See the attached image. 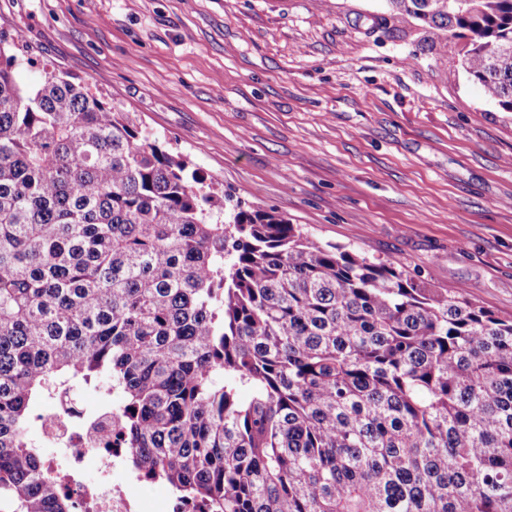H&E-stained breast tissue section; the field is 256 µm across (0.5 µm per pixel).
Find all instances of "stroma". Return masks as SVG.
<instances>
[{
	"label": "stroma",
	"mask_w": 512,
	"mask_h": 512,
	"mask_svg": "<svg viewBox=\"0 0 512 512\" xmlns=\"http://www.w3.org/2000/svg\"><path fill=\"white\" fill-rule=\"evenodd\" d=\"M32 85H96L245 205L512 315V112L388 0H0Z\"/></svg>",
	"instance_id": "1"
}]
</instances>
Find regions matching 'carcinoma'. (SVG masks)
<instances>
[{
	"mask_svg": "<svg viewBox=\"0 0 512 512\" xmlns=\"http://www.w3.org/2000/svg\"><path fill=\"white\" fill-rule=\"evenodd\" d=\"M512 112V0H389ZM0 37V497L76 512L40 408L117 392L135 479L201 512H512V316L231 196ZM251 398L244 401L240 390Z\"/></svg>",
	"mask_w": 512,
	"mask_h": 512,
	"instance_id": "obj_1",
	"label": "carcinoma"
}]
</instances>
